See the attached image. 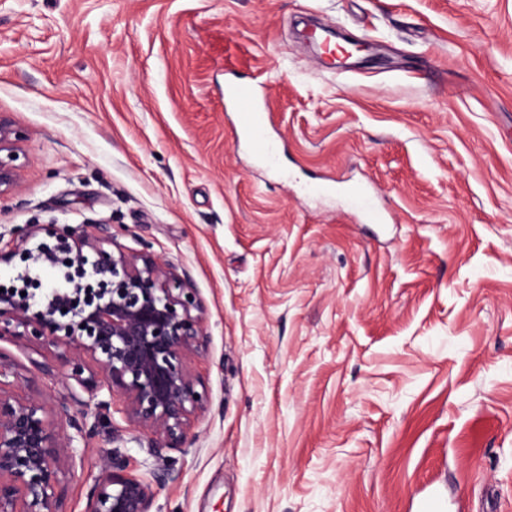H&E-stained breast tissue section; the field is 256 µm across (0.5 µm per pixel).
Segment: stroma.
I'll return each mask as SVG.
<instances>
[{
	"instance_id": "stroma-1",
	"label": "stroma",
	"mask_w": 512,
	"mask_h": 512,
	"mask_svg": "<svg viewBox=\"0 0 512 512\" xmlns=\"http://www.w3.org/2000/svg\"><path fill=\"white\" fill-rule=\"evenodd\" d=\"M372 45L329 69L305 20ZM257 88L281 145L234 143ZM0 113L26 135L0 241L108 225L196 288L210 402L152 512H512V0H0ZM308 183L368 186L376 224ZM21 394L64 393L63 349ZM64 481L148 456L121 414ZM121 438H113V430ZM224 99L237 107V142L242 136L251 153L268 165H274L278 159L279 148L272 143L264 132L267 113L254 101L251 87L231 83L225 87Z\"/></svg>"
}]
</instances>
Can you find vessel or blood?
Returning <instances> with one entry per match:
<instances>
[{
    "mask_svg": "<svg viewBox=\"0 0 512 512\" xmlns=\"http://www.w3.org/2000/svg\"><path fill=\"white\" fill-rule=\"evenodd\" d=\"M224 99L236 106L238 134L245 139L251 153L266 164H275L279 148L264 132L267 114L255 102L251 87L238 83L228 84L224 90ZM345 196L354 211L376 222L383 220V213L377 208L372 195L366 189L355 188L346 191Z\"/></svg>",
    "mask_w": 512,
    "mask_h": 512,
    "instance_id": "1",
    "label": "vessel or blood"
}]
</instances>
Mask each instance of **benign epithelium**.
Listing matches in <instances>:
<instances>
[{
  "instance_id": "benign-epithelium-1",
  "label": "benign epithelium",
  "mask_w": 512,
  "mask_h": 512,
  "mask_svg": "<svg viewBox=\"0 0 512 512\" xmlns=\"http://www.w3.org/2000/svg\"><path fill=\"white\" fill-rule=\"evenodd\" d=\"M25 137L0 115V196L22 175ZM38 239L42 247L28 249ZM104 224L77 233L57 224H31L18 240L0 249V262H42L72 268L74 287L34 308L17 293L0 292V342L33 337L71 355L67 379L79 390L58 400L21 397L26 381L0 352V512H65L60 487L75 474L72 443L89 444L99 420L69 412L88 395L100 411L121 403L128 425L148 439L153 467L138 472L115 450L100 464L86 494L84 512H151L154 488L175 480L167 452L186 447L191 418L209 393L187 366L207 347L203 306L196 289L160 257L117 248ZM109 399H98L102 390ZM75 434H70L69 430Z\"/></svg>"
}]
</instances>
